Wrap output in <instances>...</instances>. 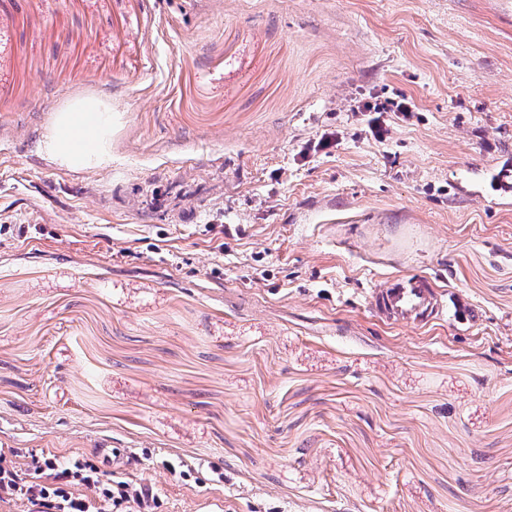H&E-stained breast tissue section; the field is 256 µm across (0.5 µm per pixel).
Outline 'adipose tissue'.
<instances>
[{"label":"adipose tissue","mask_w":512,"mask_h":512,"mask_svg":"<svg viewBox=\"0 0 512 512\" xmlns=\"http://www.w3.org/2000/svg\"><path fill=\"white\" fill-rule=\"evenodd\" d=\"M111 128L112 114L99 100L79 99L57 114L42 149L53 162L72 170L103 168L112 161Z\"/></svg>","instance_id":"ef3b65f1"}]
</instances>
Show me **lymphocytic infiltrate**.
Wrapping results in <instances>:
<instances>
[{
    "label": "lymphocytic infiltrate",
    "instance_id": "obj_1",
    "mask_svg": "<svg viewBox=\"0 0 512 512\" xmlns=\"http://www.w3.org/2000/svg\"><path fill=\"white\" fill-rule=\"evenodd\" d=\"M0 501L21 503L27 512H126L130 503L140 512L150 508L148 494L113 480L100 462L49 450L28 454L17 467L0 448Z\"/></svg>",
    "mask_w": 512,
    "mask_h": 512
}]
</instances>
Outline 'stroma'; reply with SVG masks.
<instances>
[{"label":"stroma","instance_id":"35a3bbf8","mask_svg":"<svg viewBox=\"0 0 512 512\" xmlns=\"http://www.w3.org/2000/svg\"><path fill=\"white\" fill-rule=\"evenodd\" d=\"M78 98L109 167L38 149ZM506 163L512 0H0V445L126 449L153 512H512ZM359 108H362V110L368 112H376L377 114H380V116L376 117L370 126L372 134L379 139L383 138L386 132L384 127L386 124L385 120L381 119L383 112H399L405 118L410 116V113L413 112L412 103L407 98H402L400 101H393L389 106L385 107H375L374 105L371 106L369 104L363 103L357 107V109ZM372 303L381 315L402 326H421L443 310L434 287L420 275L405 276L375 290Z\"/></svg>","mask_w":512,"mask_h":512}]
</instances>
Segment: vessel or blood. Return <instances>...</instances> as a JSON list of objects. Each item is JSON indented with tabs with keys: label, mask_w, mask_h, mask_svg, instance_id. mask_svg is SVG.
<instances>
[{
	"label": "vessel or blood",
	"mask_w": 512,
	"mask_h": 512,
	"mask_svg": "<svg viewBox=\"0 0 512 512\" xmlns=\"http://www.w3.org/2000/svg\"><path fill=\"white\" fill-rule=\"evenodd\" d=\"M374 308L403 326H420L441 315L443 305L433 286L420 275H409L374 291Z\"/></svg>",
	"instance_id": "obj_1"
}]
</instances>
